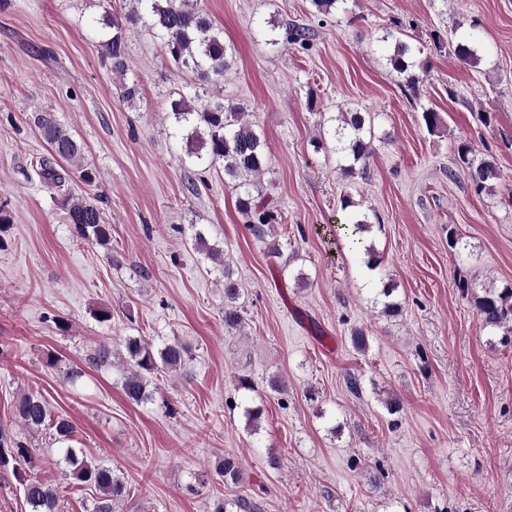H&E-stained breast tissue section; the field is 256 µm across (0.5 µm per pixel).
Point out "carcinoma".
I'll use <instances>...</instances> for the list:
<instances>
[{
    "label": "carcinoma",
    "mask_w": 512,
    "mask_h": 512,
    "mask_svg": "<svg viewBox=\"0 0 512 512\" xmlns=\"http://www.w3.org/2000/svg\"><path fill=\"white\" fill-rule=\"evenodd\" d=\"M133 6L127 16L131 23L142 22L160 40L162 48L177 67L192 72L196 84L204 89L215 85L224 77L231 64L234 47L224 41L222 32L200 11L192 0H131ZM100 24L110 29L101 44L103 56L108 60L112 73L126 75L129 64L126 33L123 25L105 14ZM309 29L288 26L280 34H271L267 43L272 46L298 45L307 48ZM434 47L446 49L460 60L478 64L483 60L484 49L471 32L462 40L444 44L440 35L433 36ZM424 53L421 46L413 47L401 40L396 41L394 53L389 61L392 68L404 76L405 87L415 94L419 90L420 77L415 69H424L427 61L419 58ZM198 96H180L170 102L166 119L173 128V136H181L184 151L191 164L206 172L222 165L224 177L228 178L238 191L237 207L246 217V228L254 240L264 243L270 236L278 215L261 196L253 195L255 180L261 175L265 164L266 143L263 135L247 119L246 109L237 104L213 101L196 106ZM37 125L43 138L50 145L52 156L73 160L81 154V146L69 131L51 115L41 114ZM338 155V167L342 174L361 176L367 173L372 155L371 142L366 134L372 133L367 127V118L362 113L343 112L338 123L328 129ZM472 149L462 142L457 146L459 165L468 170L471 186L478 195L491 189L499 179V172L490 160L479 163L470 157ZM39 176L53 186L60 187L64 177L49 163H39ZM359 204L345 195L341 199L343 222L337 225L351 248L362 259V264L374 271L381 260L372 244H366L364 235L371 232L373 224L365 213L357 211ZM67 223L76 239L86 243L106 244L112 238V225L105 222L100 208L82 197L66 200ZM198 245L205 248L209 259L224 268V326L235 329L242 324L243 316L237 304L239 291L232 280V271L224 262L222 250L209 247L204 237L195 235ZM463 295L470 298L478 320L490 335L512 336V284L501 288L488 287L477 290L468 281L458 282ZM395 287L390 282L374 289L372 302L387 317L401 314L402 305L393 298ZM130 362V371L124 378L123 390L128 399L141 403L151 399L147 392V376L165 370H178L189 360L188 349L180 342H171L155 352L145 341L130 338L125 343ZM15 418L29 428L48 427L53 430L54 440L65 443L71 440L73 426L63 417H52L48 401L36 394H24L13 405ZM64 462L69 476L79 484L95 487L100 497L95 502L94 512H112V502L125 496L126 486L112 469L89 463L79 458L77 449H64ZM13 465L33 468L35 453L26 444L0 431V467ZM217 476L224 481L235 483L240 478V463L234 456H227L215 465ZM24 497L31 512H61L59 496L55 488L35 476L23 478Z\"/></svg>",
    "instance_id": "cac0c4a2"
}]
</instances>
